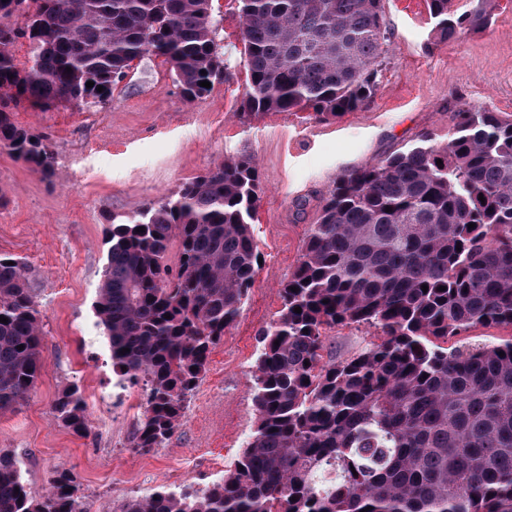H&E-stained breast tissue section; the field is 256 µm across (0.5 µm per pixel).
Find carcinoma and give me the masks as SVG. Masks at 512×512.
<instances>
[{"label": "carcinoma", "instance_id": "cac0c4a2", "mask_svg": "<svg viewBox=\"0 0 512 512\" xmlns=\"http://www.w3.org/2000/svg\"><path fill=\"white\" fill-rule=\"evenodd\" d=\"M238 2L243 121L291 110L329 121L373 97L392 36L383 0ZM426 2L440 42L486 28L496 10V0H470L460 14L453 0ZM221 29L213 0H0V150L50 176L54 153L10 106L105 108L146 56L170 64L186 102L202 100L210 89L200 82L227 68ZM20 39L32 48L27 68L11 52ZM452 122L447 144L421 135L327 191L280 314L260 332L257 426L234 469L202 489L131 498L119 512H512V340L444 347L478 325L512 327V114L462 108ZM258 190L255 159L241 156L111 224L95 314L114 371L143 382L135 448L174 436L211 348L240 314L259 267ZM8 261L0 257V411L27 397L42 365L39 310L23 264ZM355 324L379 330L378 341L324 356L327 331ZM54 411L87 435L79 389ZM0 512L86 509L71 474L38 495L0 454Z\"/></svg>", "mask_w": 512, "mask_h": 512}]
</instances>
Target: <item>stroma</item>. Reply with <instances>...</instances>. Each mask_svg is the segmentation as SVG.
Instances as JSON below:
<instances>
[{
	"label": "stroma",
	"instance_id": "obj_1",
	"mask_svg": "<svg viewBox=\"0 0 512 512\" xmlns=\"http://www.w3.org/2000/svg\"><path fill=\"white\" fill-rule=\"evenodd\" d=\"M491 24L453 41L431 37L426 0H385L394 36L375 96L331 122L304 112L238 118L248 81L238 0H215L224 16V80L187 103L163 59H144L104 110L22 105L17 125L55 153L50 176L0 151V256L22 261L40 312L42 369L28 397L0 411V453L44 493L59 473L77 478L87 512H115L126 498L222 479L257 425L252 367L259 333L282 308L280 288L295 269L305 233L338 175L414 144L448 141L460 107L512 114V0H498ZM242 155L258 164L262 193L251 224L262 259L240 316L209 355L206 372L174 437L132 447L143 411L141 385L127 402L96 401L116 376L94 305L113 218L175 194L206 170ZM80 387L90 431L73 434L53 412Z\"/></svg>",
	"mask_w": 512,
	"mask_h": 512
}]
</instances>
